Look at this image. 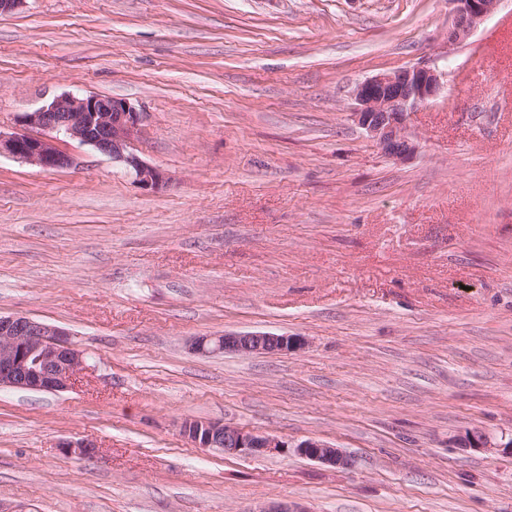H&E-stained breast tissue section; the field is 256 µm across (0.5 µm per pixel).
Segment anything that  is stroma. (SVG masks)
I'll list each match as a JSON object with an SVG mask.
<instances>
[{"instance_id": "35a3bbf8", "label": "stroma", "mask_w": 512, "mask_h": 512, "mask_svg": "<svg viewBox=\"0 0 512 512\" xmlns=\"http://www.w3.org/2000/svg\"><path fill=\"white\" fill-rule=\"evenodd\" d=\"M448 0H27L0 14V132L65 92L129 101L143 190L91 147L0 157V314L66 328L74 385L0 389V512H512V0L464 43ZM445 88L386 158L367 78ZM302 336L288 354L193 337ZM210 418L295 453L192 447ZM481 432L492 445L464 448ZM95 444L93 457L63 442ZM306 344L302 336L266 332L226 333L224 336H196L190 343L193 352L200 355L233 353L240 356L259 354H288ZM182 433L197 448L218 451L224 456H263L283 454L288 448L310 460L334 468L356 466L355 457L320 439H305L292 446L275 435L256 432L216 420H186Z\"/></svg>"}]
</instances>
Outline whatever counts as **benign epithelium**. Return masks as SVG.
Returning <instances> with one entry per match:
<instances>
[{"instance_id": "benign-epithelium-1", "label": "benign epithelium", "mask_w": 512, "mask_h": 512, "mask_svg": "<svg viewBox=\"0 0 512 512\" xmlns=\"http://www.w3.org/2000/svg\"><path fill=\"white\" fill-rule=\"evenodd\" d=\"M502 0H448L452 22L448 46L467 40L477 26L494 13ZM443 89V73L427 65H413L380 73L353 90L352 116L389 158L403 162L416 151L408 118L435 99ZM142 113L130 102L101 94L65 92L22 115L23 129L0 132V156L9 155L43 170H60L74 163L60 149L67 138L87 145L122 163L146 189L166 182L165 175L132 152ZM301 336L266 332L196 336L190 343L200 355L233 353L240 356L286 354L301 349ZM82 351L59 324L25 315H0V388L62 392L74 384L85 367ZM182 433L197 448L226 456L283 454L288 448L310 460L334 468L356 466L355 457L320 439L292 446L275 435L256 432L216 420H187Z\"/></svg>"}]
</instances>
